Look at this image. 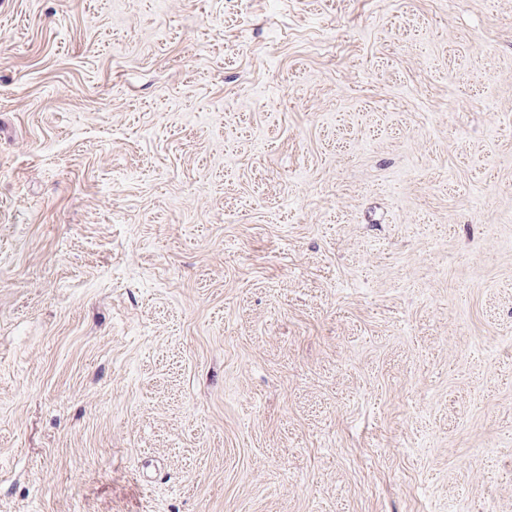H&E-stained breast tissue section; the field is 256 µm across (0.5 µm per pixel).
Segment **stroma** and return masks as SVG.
Masks as SVG:
<instances>
[{
    "instance_id": "obj_1",
    "label": "stroma",
    "mask_w": 512,
    "mask_h": 512,
    "mask_svg": "<svg viewBox=\"0 0 512 512\" xmlns=\"http://www.w3.org/2000/svg\"><path fill=\"white\" fill-rule=\"evenodd\" d=\"M0 512H512V0H0Z\"/></svg>"
}]
</instances>
